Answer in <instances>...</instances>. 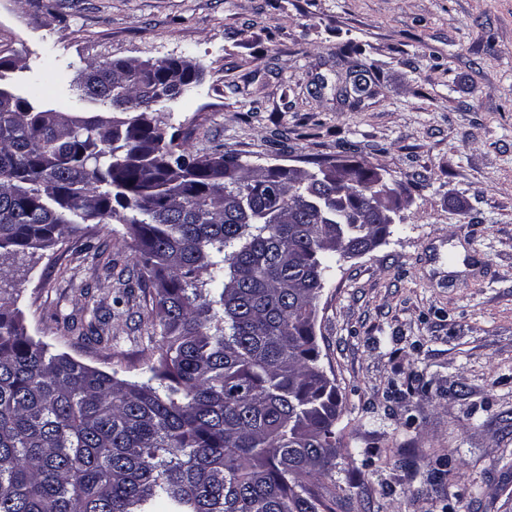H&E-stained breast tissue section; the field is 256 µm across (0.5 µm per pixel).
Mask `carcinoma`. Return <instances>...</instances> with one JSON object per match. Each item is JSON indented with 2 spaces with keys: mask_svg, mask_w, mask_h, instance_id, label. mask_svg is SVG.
<instances>
[{
  "mask_svg": "<svg viewBox=\"0 0 512 512\" xmlns=\"http://www.w3.org/2000/svg\"><path fill=\"white\" fill-rule=\"evenodd\" d=\"M88 66L108 115L35 105L0 74V267L78 224L127 226L157 286L149 377L119 379L27 334L0 297V512H336L340 402L320 368L315 300L333 259L390 234L311 172L192 154L153 116L201 72L130 81ZM346 70L342 96L369 90Z\"/></svg>",
  "mask_w": 512,
  "mask_h": 512,
  "instance_id": "cac0c4a2",
  "label": "carcinoma"
}]
</instances>
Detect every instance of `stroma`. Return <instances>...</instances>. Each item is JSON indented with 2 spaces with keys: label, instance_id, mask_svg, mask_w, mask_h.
I'll return each mask as SVG.
<instances>
[{
  "label": "stroma",
  "instance_id": "stroma-1",
  "mask_svg": "<svg viewBox=\"0 0 512 512\" xmlns=\"http://www.w3.org/2000/svg\"><path fill=\"white\" fill-rule=\"evenodd\" d=\"M348 46L373 83L345 100ZM0 56L64 112L99 111L88 64L183 58L201 78L156 114L176 144L396 185L390 235L316 302L342 400L317 485L336 512H512V0H0ZM134 249L125 225H79L17 256L0 296L51 350L141 379L161 328Z\"/></svg>",
  "mask_w": 512,
  "mask_h": 512
}]
</instances>
